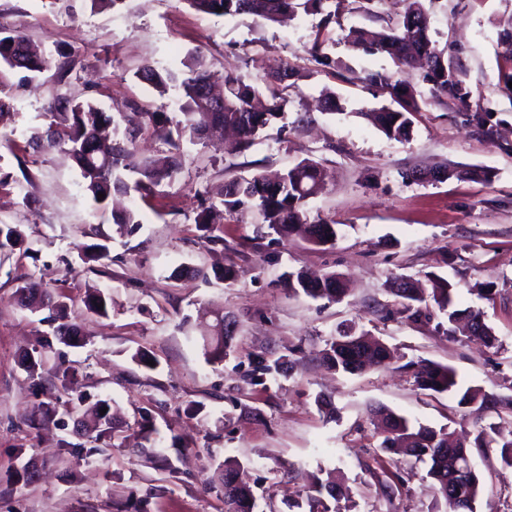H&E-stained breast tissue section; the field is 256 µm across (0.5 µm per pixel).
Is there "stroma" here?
I'll return each instance as SVG.
<instances>
[{
	"label": "stroma",
	"mask_w": 512,
	"mask_h": 512,
	"mask_svg": "<svg viewBox=\"0 0 512 512\" xmlns=\"http://www.w3.org/2000/svg\"><path fill=\"white\" fill-rule=\"evenodd\" d=\"M422 2L437 51L460 69L465 103L433 98L421 70L400 72L388 56L349 46L351 29L396 25V0H327L336 13L327 25L318 14L215 17L186 0H0V31L22 32L50 60L36 75L10 73V116L0 123V224L23 232L0 265V512H224L218 474L227 459L244 463L256 512H309L312 482L330 471L347 489L337 512H445L423 465L380 451L373 405L455 430L483 481L477 512H512V469L499 445L473 447L492 425L512 439V414H471L454 395L420 390L405 368L447 365L460 384L512 398V47L502 41L512 0ZM318 34L325 65L309 52ZM194 60L217 82L292 71L282 117L248 151L231 153L219 136L173 143L145 128L137 160L174 151L180 171L148 197L132 189L99 205L67 153L29 146L59 99L92 102L119 125L153 112L174 127L178 90L159 93L137 73L151 63L183 75ZM373 72L421 94L408 139L367 119L391 102L369 84ZM327 91L335 110L321 106ZM307 157L328 174L307 219L336 222L334 244L281 238L249 210L225 216L221 244L199 229L198 214L219 205L225 182ZM444 168L490 177L424 181ZM116 209L135 211L138 227L119 229ZM101 242L108 258L83 262ZM180 266L207 276L174 277ZM298 271L336 273L347 292L334 302L293 293L284 282ZM31 274L65 297L79 346L57 340L48 310L21 306L17 286ZM401 277L450 285L453 308L481 311L494 343L449 336L433 304L408 321L391 292ZM94 290L107 296L108 315L86 309ZM203 308L236 322L223 360L204 354ZM347 328L378 337L394 359L354 374L328 370L319 353ZM281 356L285 373L258 372L259 359ZM66 396L81 399L79 413L59 412ZM103 409L113 417L111 447L78 453ZM384 470L403 479L389 498L375 479Z\"/></svg>",
	"instance_id": "35a3bbf8"
}]
</instances>
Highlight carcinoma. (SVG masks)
<instances>
[{
	"label": "carcinoma",
	"instance_id": "obj_1",
	"mask_svg": "<svg viewBox=\"0 0 512 512\" xmlns=\"http://www.w3.org/2000/svg\"><path fill=\"white\" fill-rule=\"evenodd\" d=\"M194 10L224 17L247 13L268 22H275L284 14L296 15L324 14L323 23L329 24L336 13L324 12L328 0H185ZM404 11L399 25L391 32L377 39H369L362 30L352 29L347 34V41L355 50L383 53L391 58L394 66L403 71L418 66L424 70L426 81L431 84V91L437 97H446L460 103L466 102L467 92L461 91L459 69L451 63H444L437 53L430 36L429 17L424 10L422 0H401ZM8 38L24 45L28 54V64L23 69L32 73H41L50 65V60L35 52L19 32ZM12 46L0 38V118L8 102L2 97L5 93L4 70L13 69L10 60ZM139 80L160 93H164L170 84H179L181 96L185 103L181 105L183 120L176 125V130H165L166 137L176 134L202 140L215 127H231L236 130L238 138L231 147L234 153L249 150L260 137L263 130L272 121L280 118L288 85L284 78L286 72H277L270 76L269 84L274 86L267 104H261L262 92L256 85L247 84L241 79L224 76V108L209 112L199 96L202 87L212 85V76L201 63L189 67L188 74L182 79L168 69H159L147 64L137 73ZM372 85H385L396 89L394 101L399 108L383 106L370 113L371 118L384 134L395 140H405L409 136L412 124L411 115L421 109L417 93L406 86L391 82V76L377 72L368 77ZM50 114L57 121L44 131L31 136V143L36 147H57L67 151L76 162L86 189L93 200L103 204L114 194L128 191V183L116 171L123 169L137 175L134 187L137 191L149 194L161 181L170 179L181 167L179 156L172 154L138 164L134 161L135 142L141 130L136 128H119L111 118L89 101L60 99L49 106ZM324 173L321 164L311 158H305L291 167L284 169L276 177L270 178L262 173H255L246 178L232 179L224 184L221 193L222 204L228 213L233 214L240 208L250 205L257 212L261 223L282 238L288 237L298 224L307 225L310 240L318 245L329 243L327 237L337 235L336 224L319 220L307 223L304 206L309 198L324 188ZM105 194L100 198L98 193ZM22 239V232L13 224H0V265L9 258L8 249ZM318 287H309L306 278L298 274L288 275V288L294 292L317 299L326 298L334 301L340 294L336 288V275L328 274L316 280ZM394 295L400 299V313L412 322L422 315L421 304L425 302L424 289L415 288L401 280ZM23 303H37L38 307L51 302V295L43 280L30 275L18 287ZM442 299L437 301L440 309L446 312L448 334H453V325L460 318L468 319L471 336L487 343L494 341V334L478 311L451 310L450 289H440ZM53 303V302H51ZM53 306L61 314L67 305L56 301ZM230 317L214 313V324L208 344L209 354L214 359H221L226 354L229 343L226 321ZM344 337L339 336L327 342L320 352L323 364L336 372L353 373L366 367H380L393 358V351L382 342L365 341L357 355L343 344ZM413 376L419 389L435 393H453L459 396L458 405L480 414L492 411L501 414L512 409V400L489 396L481 389L458 386L456 372L448 367L429 361L412 364ZM388 416L396 420V434L389 436L381 432L383 440L380 449L398 451L427 465V476L433 480L438 494L443 498L448 512H476V503L482 494V483L477 473L463 471L470 450L461 442L448 441V434L431 427L413 424L407 418L392 411ZM111 422L107 416L100 418L96 434L88 436L93 446L86 450L87 455L101 454L111 446ZM245 466L238 461L224 462L220 480L224 485L225 512H254L255 500L252 489L243 478ZM315 495L311 499L322 503V496L333 500L342 495V488L332 479L323 484L318 482L313 487Z\"/></svg>",
	"mask_w": 512,
	"mask_h": 512
}]
</instances>
